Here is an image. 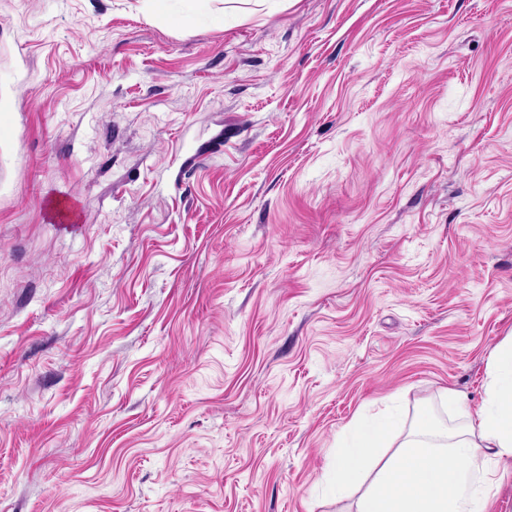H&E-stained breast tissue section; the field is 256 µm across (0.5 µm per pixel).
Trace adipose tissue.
Returning a JSON list of instances; mask_svg holds the SVG:
<instances>
[{"instance_id": "obj_1", "label": "adipose tissue", "mask_w": 512, "mask_h": 512, "mask_svg": "<svg viewBox=\"0 0 512 512\" xmlns=\"http://www.w3.org/2000/svg\"><path fill=\"white\" fill-rule=\"evenodd\" d=\"M396 419L384 410L374 423L356 428L336 460V490L359 486L357 512H488L491 477L512 459V336L494 350L488 397L465 413L454 430L420 414L399 443L396 456L382 459Z\"/></svg>"}]
</instances>
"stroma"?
Segmentation results:
<instances>
[{
    "mask_svg": "<svg viewBox=\"0 0 512 512\" xmlns=\"http://www.w3.org/2000/svg\"><path fill=\"white\" fill-rule=\"evenodd\" d=\"M510 336L512 0H0V512H356Z\"/></svg>",
    "mask_w": 512,
    "mask_h": 512,
    "instance_id": "35a3bbf8",
    "label": "stroma"
}]
</instances>
